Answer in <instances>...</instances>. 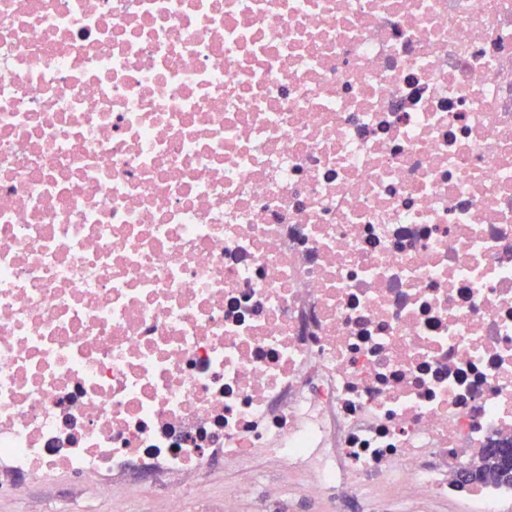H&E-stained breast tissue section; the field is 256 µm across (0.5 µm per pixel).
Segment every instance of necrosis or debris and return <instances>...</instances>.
I'll return each instance as SVG.
<instances>
[{
  "label": "necrosis or debris",
  "instance_id": "1",
  "mask_svg": "<svg viewBox=\"0 0 512 512\" xmlns=\"http://www.w3.org/2000/svg\"><path fill=\"white\" fill-rule=\"evenodd\" d=\"M502 440L512 0H0V481L498 512ZM295 512H399L402 505L393 489L378 491L369 497L329 490L320 499L297 498ZM417 508L430 512H481L476 502L466 498L434 502Z\"/></svg>",
  "mask_w": 512,
  "mask_h": 512
}]
</instances>
